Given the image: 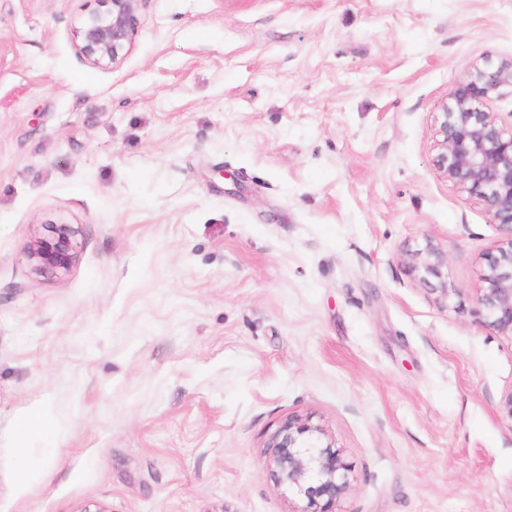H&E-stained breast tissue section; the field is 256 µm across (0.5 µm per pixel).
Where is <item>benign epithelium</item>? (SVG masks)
Segmentation results:
<instances>
[{"label":"benign epithelium","mask_w":512,"mask_h":512,"mask_svg":"<svg viewBox=\"0 0 512 512\" xmlns=\"http://www.w3.org/2000/svg\"><path fill=\"white\" fill-rule=\"evenodd\" d=\"M146 0H102L105 10L90 15L76 32L77 50L90 65L109 66L127 53ZM512 95V57L496 63L472 62L434 113L433 166L452 186L478 201L498 227L496 254L489 261L487 286L476 304L497 335L512 339V130H506L490 104ZM36 272L56 274L77 257L75 231L54 226V236L28 246ZM445 253L432 241L407 254L406 264L427 290L449 295L441 268ZM323 430L292 416L271 436L266 466L275 482L300 497L293 512H334L351 488L342 450L323 442Z\"/></svg>","instance_id":"7a95c632"}]
</instances>
